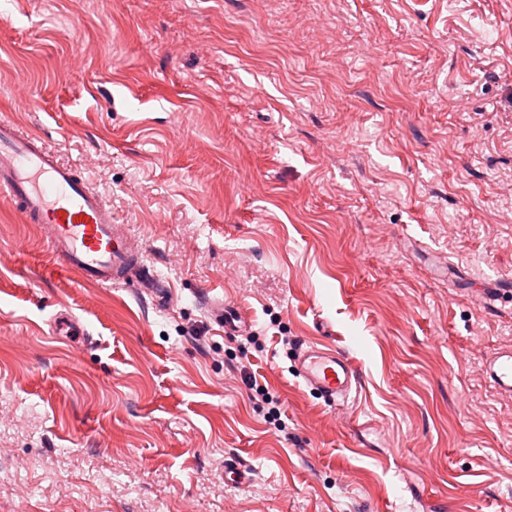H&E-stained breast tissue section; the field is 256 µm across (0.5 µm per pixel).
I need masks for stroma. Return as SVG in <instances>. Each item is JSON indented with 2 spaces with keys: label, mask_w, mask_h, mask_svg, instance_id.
<instances>
[{
  "label": "stroma",
  "mask_w": 512,
  "mask_h": 512,
  "mask_svg": "<svg viewBox=\"0 0 512 512\" xmlns=\"http://www.w3.org/2000/svg\"><path fill=\"white\" fill-rule=\"evenodd\" d=\"M2 113L167 298L57 273L0 192V512H512V295L470 293L512 278V0H0ZM479 288L476 293L480 296L481 302L484 305L494 307L495 303L499 300V297L504 294V292L511 291L510 283L506 280H498V279H483L479 280ZM219 316H224V332L229 334L242 333L249 329V317L240 309L224 305L222 302L218 304ZM298 375L332 402L345 401L360 384V370L340 349L309 344L300 348ZM486 377L502 394L512 395V346L498 351L484 365Z\"/></svg>",
  "instance_id": "35a3bbf8"
}]
</instances>
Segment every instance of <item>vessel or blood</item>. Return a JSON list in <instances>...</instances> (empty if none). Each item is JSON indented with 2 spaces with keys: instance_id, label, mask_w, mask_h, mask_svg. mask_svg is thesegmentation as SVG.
Masks as SVG:
<instances>
[{
  "instance_id": "obj_1",
  "label": "vessel or blood",
  "mask_w": 512,
  "mask_h": 512,
  "mask_svg": "<svg viewBox=\"0 0 512 512\" xmlns=\"http://www.w3.org/2000/svg\"><path fill=\"white\" fill-rule=\"evenodd\" d=\"M7 191L22 223L36 225L60 270L92 286H124L136 280L141 291L156 293V281L140 240L118 223L112 207L81 171L65 163L41 135L25 133L0 118V191ZM507 281L483 279L479 296L492 306L511 288ZM229 334L249 329L240 309L219 305ZM297 370L303 382L332 402L346 400L360 384V371L340 349L309 344L300 348ZM493 386L512 395V346L484 365Z\"/></svg>"
}]
</instances>
